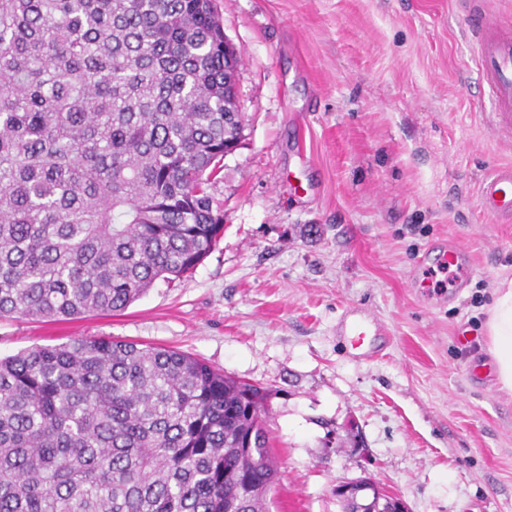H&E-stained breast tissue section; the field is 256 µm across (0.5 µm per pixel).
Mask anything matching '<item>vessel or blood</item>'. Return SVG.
I'll use <instances>...</instances> for the list:
<instances>
[{
  "label": "vessel or blood",
  "instance_id": "1",
  "mask_svg": "<svg viewBox=\"0 0 512 512\" xmlns=\"http://www.w3.org/2000/svg\"><path fill=\"white\" fill-rule=\"evenodd\" d=\"M469 29L483 82L494 104L488 124L502 137H512V30L504 27L482 5L469 8ZM480 209L499 224L512 223V165H502L485 176L477 189ZM382 322L372 313L351 310L336 326V334L355 356L373 357Z\"/></svg>",
  "mask_w": 512,
  "mask_h": 512
}]
</instances>
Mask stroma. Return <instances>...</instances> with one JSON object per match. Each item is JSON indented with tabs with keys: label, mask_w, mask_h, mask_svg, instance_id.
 <instances>
[{
	"label": "stroma",
	"mask_w": 512,
	"mask_h": 512,
	"mask_svg": "<svg viewBox=\"0 0 512 512\" xmlns=\"http://www.w3.org/2000/svg\"><path fill=\"white\" fill-rule=\"evenodd\" d=\"M242 56L241 145L207 191L224 235L192 272L124 311L0 319V356L105 336L176 350L267 391L279 482L269 512H343L369 478L409 512H512V395L486 310L512 276V223L478 182L512 164L487 126L468 0H215ZM471 258L450 299L411 280L428 252ZM351 305L388 327L359 361Z\"/></svg>",
	"instance_id": "1"
}]
</instances>
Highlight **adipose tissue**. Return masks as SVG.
I'll use <instances>...</instances> for the list:
<instances>
[{
	"mask_svg": "<svg viewBox=\"0 0 512 512\" xmlns=\"http://www.w3.org/2000/svg\"><path fill=\"white\" fill-rule=\"evenodd\" d=\"M493 294L485 322L488 351L501 390L512 394V277L498 279Z\"/></svg>",
	"mask_w": 512,
	"mask_h": 512,
	"instance_id": "ef3b65f1",
	"label": "adipose tissue"
}]
</instances>
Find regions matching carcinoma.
I'll return each instance as SVG.
<instances>
[{
  "instance_id": "cac0c4a2",
  "label": "carcinoma",
  "mask_w": 512,
  "mask_h": 512,
  "mask_svg": "<svg viewBox=\"0 0 512 512\" xmlns=\"http://www.w3.org/2000/svg\"><path fill=\"white\" fill-rule=\"evenodd\" d=\"M213 0H0V317L124 311L224 234ZM264 392L106 338L0 358V512H267Z\"/></svg>"
}]
</instances>
